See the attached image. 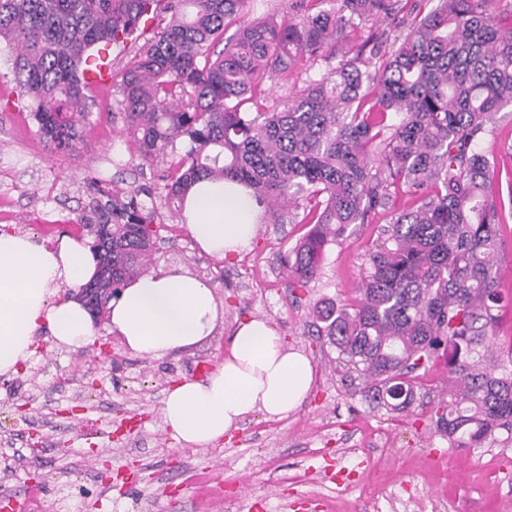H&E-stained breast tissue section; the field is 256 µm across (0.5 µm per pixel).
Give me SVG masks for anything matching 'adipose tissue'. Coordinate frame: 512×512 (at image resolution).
<instances>
[{
    "label": "adipose tissue",
    "instance_id": "obj_1",
    "mask_svg": "<svg viewBox=\"0 0 512 512\" xmlns=\"http://www.w3.org/2000/svg\"><path fill=\"white\" fill-rule=\"evenodd\" d=\"M260 212L242 186L205 179L188 190L183 216L199 248L224 258L250 247ZM96 271L88 240L49 248L24 234H0V376L16 373L35 353L38 329L72 348L94 342L93 317L80 291ZM62 286L68 299L49 303ZM108 310L111 332L131 351L155 357L203 343L224 319L213 289L180 269L127 282ZM312 376L307 356L255 316L237 323L228 354L205 379L187 378L168 391L163 419L179 443L206 448L252 413L287 417L309 392Z\"/></svg>",
    "mask_w": 512,
    "mask_h": 512
}]
</instances>
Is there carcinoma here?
Segmentation results:
<instances>
[{
  "instance_id": "obj_1",
  "label": "carcinoma",
  "mask_w": 512,
  "mask_h": 512,
  "mask_svg": "<svg viewBox=\"0 0 512 512\" xmlns=\"http://www.w3.org/2000/svg\"><path fill=\"white\" fill-rule=\"evenodd\" d=\"M249 0H0V44L46 142L74 149L89 117L84 69L97 45L124 47L159 11L122 71V120L138 159L168 164L159 198L183 220L201 179H229L265 206L259 223L306 214L311 228L283 256L289 287L304 290L325 247L379 211L390 215L366 252L355 300H319L311 335L333 348L372 411L408 410L417 371L442 358L448 390L430 409L453 448L512 443V370L491 358L499 312L502 204L487 194L494 156L480 149L512 107V29L491 0H336L328 13L278 15L224 33ZM353 57L336 49L348 28L379 19ZM224 50L215 52L219 45ZM305 59L336 61L276 106L257 100L268 73ZM185 151L176 154L177 143ZM78 223L93 234L99 271L90 306L138 276L163 240L162 214L138 196L87 180ZM406 192L417 204L394 210Z\"/></svg>"
}]
</instances>
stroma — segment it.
<instances>
[{
    "label": "stroma",
    "mask_w": 512,
    "mask_h": 512,
    "mask_svg": "<svg viewBox=\"0 0 512 512\" xmlns=\"http://www.w3.org/2000/svg\"><path fill=\"white\" fill-rule=\"evenodd\" d=\"M11 52L0 49V199L11 227L42 244L40 220L75 219L88 200L86 178L103 186L156 188L165 164L139 167L120 118L115 85L95 89L90 119L75 150L42 140L17 90L3 80ZM485 149L496 156L494 195L512 191V111L499 112ZM387 215L354 228L325 251L317 279L291 293L281 260L306 232L303 224L259 225L249 249L228 258L199 251L184 224H172L152 256L151 269L181 268L201 276L224 304V320L206 342L153 358L130 351L106 323L100 343L83 349L36 333L37 352L12 376H0V498L24 501L26 512H512V444L452 448L425 417L446 387L435 362L425 390L407 411H369L331 348L307 336L310 308L323 297L354 299L363 255ZM269 320L313 366L306 398L283 419L250 415L229 440L199 448L179 444L162 416L164 396L179 380L210 371L224 358L238 321ZM117 355L98 364L101 344ZM97 370L102 389L87 386ZM29 405L27 421L16 414ZM43 438L38 451L29 433ZM136 466L128 484L101 476Z\"/></svg>",
    "instance_id": "1"
}]
</instances>
